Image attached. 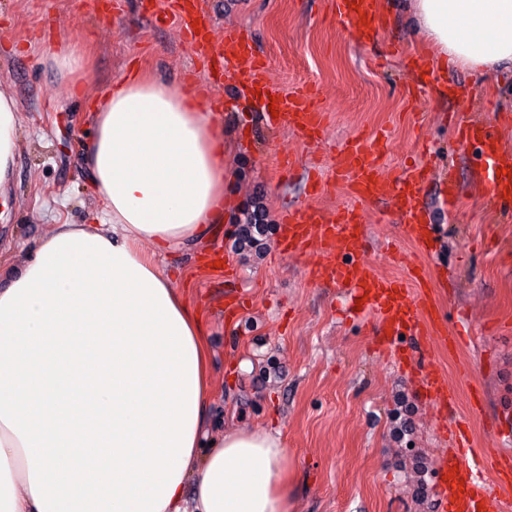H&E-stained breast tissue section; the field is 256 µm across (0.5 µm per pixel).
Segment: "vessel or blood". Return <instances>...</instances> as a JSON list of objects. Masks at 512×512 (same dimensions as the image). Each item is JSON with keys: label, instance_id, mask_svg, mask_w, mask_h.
Listing matches in <instances>:
<instances>
[{"label": "vessel or blood", "instance_id": "obj_1", "mask_svg": "<svg viewBox=\"0 0 512 512\" xmlns=\"http://www.w3.org/2000/svg\"><path fill=\"white\" fill-rule=\"evenodd\" d=\"M337 16L349 26L357 42H372L382 23L378 0H336ZM167 14L177 19L186 44L193 50L200 69L217 78H229L236 91L253 100L270 127L287 125L302 141L323 132L326 112L318 104L314 92L300 86L283 92L268 82L270 61L258 51L250 29L225 30L221 44L213 42V17L204 0H168ZM503 116L474 118L459 125L457 137L462 144L477 145L478 161L487 165V203L494 211L512 208V178L503 171L512 168V151L506 150L499 136ZM381 141L361 135L352 136L339 149L333 177L341 184L351 202L325 213L321 209L301 205L288 208L279 226L286 250L303 252L307 243L317 247L318 259L308 267L310 280L329 286H349L364 309L378 318L374 327L383 346L398 345L401 336H410L419 346L439 334L441 323L434 317L436 300L427 294L418 275L394 279L379 275L356 247L365 235L360 204L390 201L402 223V233L420 253H428L432 240V219L423 204L427 176L415 167L398 178L384 176ZM427 397L445 410L455 403L457 394L448 387L444 376L427 371L421 379ZM448 445L453 453L449 465L468 464L469 481L465 488L452 483L439 489L442 512H504L507 487L487 479L485 472L493 467L491 452L475 455L465 429L449 431Z\"/></svg>", "mask_w": 512, "mask_h": 512}]
</instances>
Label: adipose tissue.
<instances>
[{"mask_svg":"<svg viewBox=\"0 0 512 512\" xmlns=\"http://www.w3.org/2000/svg\"><path fill=\"white\" fill-rule=\"evenodd\" d=\"M404 9L439 60L478 78L512 64V0ZM93 123L107 222L52 225L22 270L0 267V512H291L282 439L213 434L201 310L152 255L222 213L219 113L136 72ZM19 125L0 92V186Z\"/></svg>","mask_w":512,"mask_h":512,"instance_id":"adipose-tissue-1","label":"adipose tissue"}]
</instances>
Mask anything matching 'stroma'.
<instances>
[{
  "mask_svg": "<svg viewBox=\"0 0 512 512\" xmlns=\"http://www.w3.org/2000/svg\"><path fill=\"white\" fill-rule=\"evenodd\" d=\"M214 36L250 28L272 63L282 91L311 84L329 119L323 137L302 143L288 128L269 130L229 84L210 90L224 112V210L190 245L159 251L156 260L175 288L200 303L212 356L215 432L263 429L283 439L294 512H438L431 471L448 452L434 403L420 386L422 369L444 374L459 393L457 422L476 450L512 461V216L485 204L487 188L471 162L473 148L451 138V119L512 113V71L483 79L453 66L452 98L425 87L407 93L409 60L430 54L413 43L402 11L379 0L386 25L360 44L334 15V0H210ZM75 46L82 67L63 77L52 60ZM197 62L179 24L155 25L140 0H0V89L20 112L12 179L0 189V263L21 267L53 224H97L106 204L83 163L91 114L112 84L139 71L183 85ZM383 133L384 173L409 163L459 175L455 212L429 193L434 252L418 257L448 332L459 348L433 338L421 350L405 342L384 352L369 323L357 319L345 293L312 283L314 254L284 252L277 233L261 254L237 251L231 218L263 185L274 216L293 204L333 209L349 198L333 181L336 144ZM296 158L283 173V157ZM320 165L322 195L309 198L305 175ZM361 248L383 276L408 277L392 247L413 252L383 203L363 206ZM222 247L238 268L233 288L249 303L240 321L224 323V271L203 256Z\"/></svg>",
  "mask_w": 512,
  "mask_h": 512,
  "instance_id": "35a3bbf8",
  "label": "stroma"
}]
</instances>
